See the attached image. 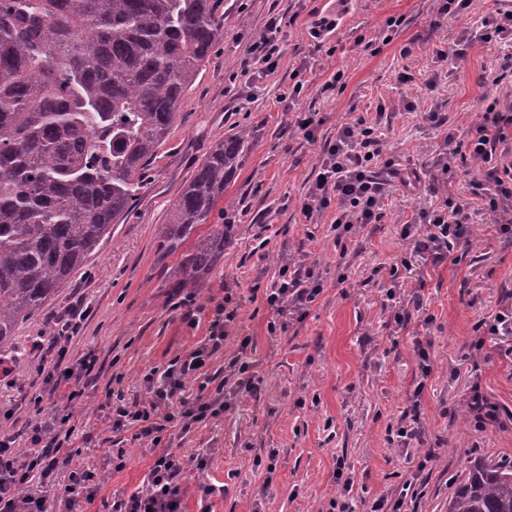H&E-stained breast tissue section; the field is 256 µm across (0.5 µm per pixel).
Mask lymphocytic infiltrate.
Instances as JSON below:
<instances>
[{"instance_id":"obj_1","label":"lymphocytic infiltrate","mask_w":512,"mask_h":512,"mask_svg":"<svg viewBox=\"0 0 512 512\" xmlns=\"http://www.w3.org/2000/svg\"><path fill=\"white\" fill-rule=\"evenodd\" d=\"M475 40L511 43L512 6L504 2L479 23L464 28L457 49L437 47L434 56L441 62L454 61L460 57L461 47ZM377 132V121L360 117L342 124L335 137L325 140L319 171L301 206L307 220L331 210L336 214V226L346 232L357 224L380 223L388 183L406 178L407 173L383 156ZM470 146L472 158L481 165L475 184L488 198L490 209L499 213L502 233L512 234V106L489 104L480 115ZM466 221L463 205L450 203L442 210L420 213L418 224L404 225L403 232L416 237L417 252L427 254L437 264L444 262L454 242L465 236ZM322 290L305 263L281 266L277 280L264 294L273 324L303 320ZM86 314L83 302L70 305L56 336L35 344L36 350L53 358L55 366L44 377L41 390L28 400L31 418L24 429L25 445L17 446L16 434L0 432V512H47V498L33 492L32 477L48 478L73 455L70 438L74 428L69 416L46 417L42 403L45 397L55 395L70 402L81 398L82 383L93 381L100 372L95 354L89 352L77 359L70 354L69 344ZM237 316L231 296L215 301L205 339L172 359L160 377L145 375L147 400L129 401L121 394L113 400L108 413L112 430L137 427L138 438L147 440L156 455L145 488L113 499L110 512H184L182 468L162 450L163 433L172 428L188 432L229 409L223 387L212 390L207 383H200L199 394L191 400L182 392L186 381L196 378L207 361L223 349Z\"/></svg>"}]
</instances>
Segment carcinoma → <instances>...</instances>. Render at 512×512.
Here are the masks:
<instances>
[{
	"mask_svg": "<svg viewBox=\"0 0 512 512\" xmlns=\"http://www.w3.org/2000/svg\"><path fill=\"white\" fill-rule=\"evenodd\" d=\"M221 0H0V355L142 188L212 48ZM250 150L217 140L158 243L196 293L231 221L211 217ZM448 512H512V464L467 466Z\"/></svg>",
	"mask_w": 512,
	"mask_h": 512,
	"instance_id": "carcinoma-1",
	"label": "carcinoma"
}]
</instances>
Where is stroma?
I'll use <instances>...</instances> for the list:
<instances>
[{"label":"stroma","mask_w":512,"mask_h":512,"mask_svg":"<svg viewBox=\"0 0 512 512\" xmlns=\"http://www.w3.org/2000/svg\"><path fill=\"white\" fill-rule=\"evenodd\" d=\"M496 8L495 0H475L471 15L435 28L431 0H353L344 26L325 35L300 95L290 99L310 28L317 15L335 13L336 0H224V39L183 98L129 212L55 300L17 327L23 356L0 360V416L11 414L20 430L30 418L24 398L41 388L51 367L32 345L52 336L55 315L84 301L88 315L71 351L96 354L102 371L81 399L44 405L46 415H71L75 425L76 452L48 488L50 512H59L67 498L73 470L95 469L103 498L142 487L153 454L135 429L112 432L106 417L111 379L122 375L127 397L144 396V375L203 340L213 299L227 294L240 311L209 372L224 377L230 360L244 355L256 388L237 394L223 416L193 426L170 448L188 486H223L212 512H330L340 498L353 512H369L415 473L422 494L408 512H448V497L468 462L512 461V332L482 333L512 313V238L499 233L475 192V161L457 159L451 180L438 164L446 134L467 140L487 96L512 91V71L499 85L487 81L512 58V43H473L451 64L431 52L453 45L461 27ZM273 16L281 23L284 53L268 73L248 49ZM391 16L403 25L387 42L381 31ZM339 70L342 84L326 89ZM403 72L413 81L400 82ZM431 76L436 84L430 89L424 81ZM300 112L322 118L316 143L297 130ZM354 113L381 117L384 155L420 171L422 183L413 191L392 183L381 222L340 239L331 227L333 213L308 223L301 202L318 172L322 141ZM240 131L249 133L251 149L226 191L234 233L223 264L196 297L203 310L192 328L171 288L178 259L161 256L158 236L214 142ZM449 199L465 206L468 241L435 264L416 254L414 238L402 229ZM300 259L323 291L303 322L269 331L264 293L282 264ZM402 312L409 318L400 323ZM419 335L429 341L433 373L417 397ZM244 336L251 343L243 350ZM475 385L499 408L498 421L482 430L462 417ZM402 426L418 429L420 443L401 447L396 432ZM202 453L210 464L201 472L195 458ZM426 454L432 460L418 470ZM118 455L124 466L116 470ZM268 457L272 466H263ZM339 469L354 481L346 496L334 479Z\"/></svg>","instance_id":"obj_1"}]
</instances>
